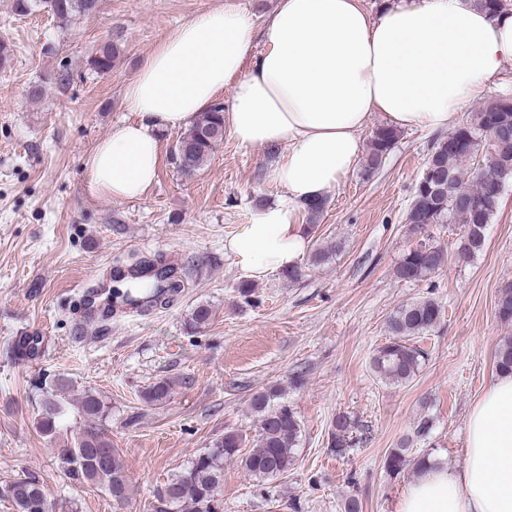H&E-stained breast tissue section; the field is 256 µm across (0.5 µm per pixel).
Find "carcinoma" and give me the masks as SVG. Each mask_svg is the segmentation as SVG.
<instances>
[{
	"label": "carcinoma",
	"mask_w": 512,
	"mask_h": 512,
	"mask_svg": "<svg viewBox=\"0 0 512 512\" xmlns=\"http://www.w3.org/2000/svg\"><path fill=\"white\" fill-rule=\"evenodd\" d=\"M98 0H15L14 9L24 15L45 10L62 23L76 16L92 13ZM119 49L115 44L100 46L91 56L92 69L104 74L112 70ZM224 106L213 104L196 116L191 126L176 141L173 159L184 177H192L203 169L215 146L224 139ZM398 140L397 130L386 125L376 127L369 137L363 175L371 177L382 165ZM512 181V103L504 96L486 101L472 118L455 126L437 139L430 151L422 174L415 185L407 223L416 235L432 224H460L464 235L457 254L469 258L479 252L485 242V230L501 205L502 190ZM447 254L435 244L429 249L410 246L404 250L396 266L397 278L414 282L440 270ZM131 281L150 303H158L171 288L181 284L173 269L165 266L133 267ZM500 321L512 323V288L501 291L496 304ZM442 308L433 299H422L400 306L389 318L388 340L371 358L380 377L395 383L411 381L418 373L424 352L412 340L426 335L440 322ZM211 307L198 304L190 313V325L199 328L209 323ZM495 370L512 374V337L499 344L494 356ZM67 381L59 378L34 383L39 397V431L55 441L57 460L70 484H92L106 491L112 499L128 496V478L118 449L103 424L106 403L87 392L79 400L83 423L71 438L59 441ZM171 384L167 380L147 386L142 394L148 404L169 400ZM259 415L256 434L249 438L241 430H228L210 447L188 462L178 474L155 491L153 512H224L219 488L224 481V460L236 458L252 476L264 480L277 477L293 465L295 446L301 434V422L288 405L282 389L271 387L252 401ZM355 419L338 414L333 422L329 445L337 455L353 447ZM429 455L408 458V449H391L384 460L386 472L397 476L413 467L419 471ZM0 497L12 502L16 512H51L44 486L34 473L0 486Z\"/></svg>",
	"instance_id": "obj_1"
}]
</instances>
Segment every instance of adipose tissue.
<instances>
[{
  "instance_id": "ef3b65f1",
  "label": "adipose tissue",
  "mask_w": 512,
  "mask_h": 512,
  "mask_svg": "<svg viewBox=\"0 0 512 512\" xmlns=\"http://www.w3.org/2000/svg\"><path fill=\"white\" fill-rule=\"evenodd\" d=\"M510 68L512 14L491 17L475 0H386L374 16L362 0H279L257 29L236 7L214 9L174 29L126 87L134 117L88 156L87 188L142 197L157 178L160 131L190 124L232 88L225 120L235 139L285 150L272 171L279 202L226 244L262 280L300 262L297 212L352 172L373 115L395 129L447 127ZM395 512H512V375L473 404L462 465L426 466Z\"/></svg>"
}]
</instances>
